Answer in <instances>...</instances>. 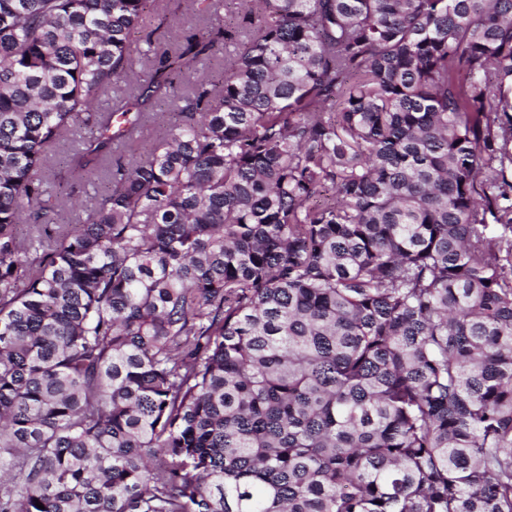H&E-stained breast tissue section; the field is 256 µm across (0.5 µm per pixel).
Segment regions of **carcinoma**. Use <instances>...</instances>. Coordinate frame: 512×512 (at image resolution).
<instances>
[{
  "label": "carcinoma",
  "instance_id": "carcinoma-1",
  "mask_svg": "<svg viewBox=\"0 0 512 512\" xmlns=\"http://www.w3.org/2000/svg\"><path fill=\"white\" fill-rule=\"evenodd\" d=\"M192 2L0 0V512H512V0ZM182 1L181 7L177 9L179 0H153L144 23L134 35V40L144 44V40L150 37L156 43L169 46L176 34L203 31L206 21L185 0ZM164 17L168 18L170 25L164 23L159 27ZM224 46L202 59L195 68L194 76L219 81L224 74ZM177 118L178 115L170 103H158L155 107V116L143 123L140 133L141 141L151 143L161 137L169 124H172ZM86 132L87 129L77 128L74 134H70L67 138L57 143L50 154L45 176L48 191L53 195V200L55 198L72 199L88 203L96 195V192L105 186L106 177L104 176L78 180L73 178L68 170V158L79 137ZM88 211L86 209H71L67 208L65 210L60 208H54V210L48 211L46 215H44L40 222V227L42 229H47L50 233L54 234V232L58 229V227L62 224H73L76 217H81L83 219L86 218Z\"/></svg>",
  "mask_w": 512,
  "mask_h": 512
}]
</instances>
